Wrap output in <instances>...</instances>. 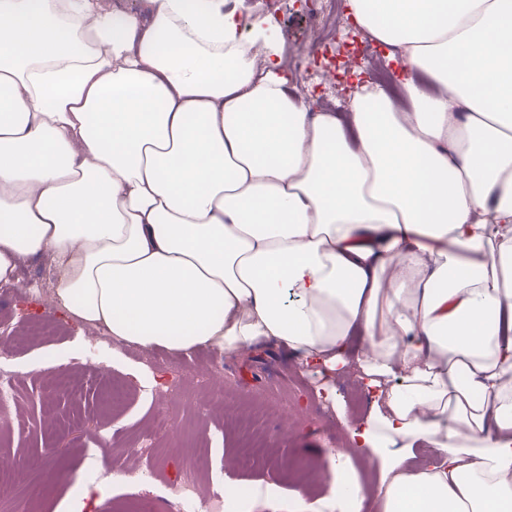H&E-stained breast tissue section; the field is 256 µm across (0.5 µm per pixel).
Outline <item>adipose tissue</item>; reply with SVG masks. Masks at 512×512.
<instances>
[{"mask_svg": "<svg viewBox=\"0 0 512 512\" xmlns=\"http://www.w3.org/2000/svg\"><path fill=\"white\" fill-rule=\"evenodd\" d=\"M226 3L0 0V280L50 257L146 353L356 360L366 425L298 512H512V0H347L406 106L361 78L343 117Z\"/></svg>", "mask_w": 512, "mask_h": 512, "instance_id": "ef3b65f1", "label": "adipose tissue"}]
</instances>
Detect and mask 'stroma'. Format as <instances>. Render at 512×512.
Wrapping results in <instances>:
<instances>
[{
    "label": "stroma",
    "instance_id": "35a3bbf8",
    "mask_svg": "<svg viewBox=\"0 0 512 512\" xmlns=\"http://www.w3.org/2000/svg\"><path fill=\"white\" fill-rule=\"evenodd\" d=\"M274 35L286 49L300 51L305 65L334 76L336 95L328 99L331 112L350 109L353 85L343 71L370 68L378 50L364 52L365 37L350 31L340 49L320 42L309 23L304 0L278 14ZM44 262H24L15 281L0 282V323L15 338L0 350L15 376V401L23 420L0 437V512H122L131 498L150 499L166 493L182 495L180 476L191 472L202 490L223 496L225 486L238 489L225 498L223 512H252L242 495L261 484L279 488L280 497L264 512H290L297 495L323 497L329 493L325 475L327 452L359 425L344 398L330 402L321 394L318 377L296 358L270 350L227 356L214 350L148 355L133 346L113 347L95 340L89 328L66 320L61 310L32 302V283ZM51 328V336L32 339L34 329ZM84 361L75 392L55 400L45 391L58 376L44 369L55 357ZM164 359L184 371V386L166 408L173 434L161 446L142 454L138 437L150 424L154 409L141 394L153 372L148 359ZM127 389L124 399L111 401L112 385ZM247 412L269 448V460L259 467L236 463L240 433L234 410ZM153 469L145 483L129 482L130 474Z\"/></svg>",
    "mask_w": 512,
    "mask_h": 512
}]
</instances>
